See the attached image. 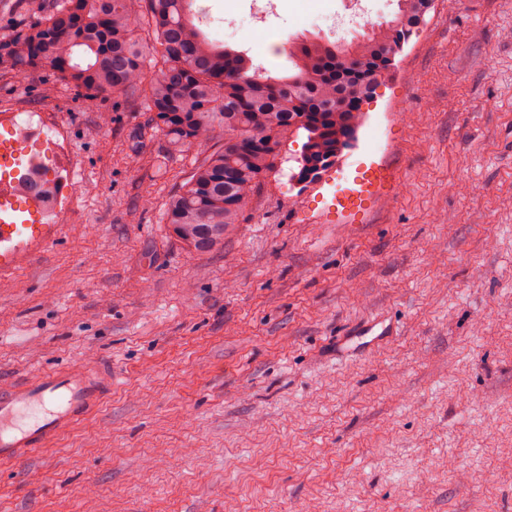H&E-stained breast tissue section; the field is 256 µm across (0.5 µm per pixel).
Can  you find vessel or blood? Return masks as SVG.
Listing matches in <instances>:
<instances>
[{
    "label": "vessel or blood",
    "mask_w": 512,
    "mask_h": 512,
    "mask_svg": "<svg viewBox=\"0 0 512 512\" xmlns=\"http://www.w3.org/2000/svg\"><path fill=\"white\" fill-rule=\"evenodd\" d=\"M55 150L51 139L22 134L9 116L0 115V275L19 270L64 231L63 225L46 223L44 201L23 190L41 156ZM391 333V327L372 320L353 337L359 347L370 349ZM111 393L112 370L103 361L0 385V465L16 464L55 446Z\"/></svg>",
    "instance_id": "vessel-or-blood-1"
}]
</instances>
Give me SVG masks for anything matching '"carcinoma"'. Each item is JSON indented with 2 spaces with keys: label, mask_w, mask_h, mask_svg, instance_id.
Returning <instances> with one entry per match:
<instances>
[{
  "label": "carcinoma",
  "mask_w": 512,
  "mask_h": 512,
  "mask_svg": "<svg viewBox=\"0 0 512 512\" xmlns=\"http://www.w3.org/2000/svg\"><path fill=\"white\" fill-rule=\"evenodd\" d=\"M55 0L45 16L0 40V73L24 80L48 67L94 102L136 98L174 148L194 145L202 163L164 208L188 248H224L282 143L303 135L290 180L332 167L357 131L362 105L426 23L434 0H398L395 18L353 44L306 40L294 69L272 77L242 51L210 41L193 21V0ZM347 59L335 65L337 55Z\"/></svg>",
  "instance_id": "1"
}]
</instances>
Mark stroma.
Masks as SVG:
<instances>
[{
	"label": "stroma",
	"instance_id": "35a3bbf8",
	"mask_svg": "<svg viewBox=\"0 0 512 512\" xmlns=\"http://www.w3.org/2000/svg\"><path fill=\"white\" fill-rule=\"evenodd\" d=\"M194 8L237 17L208 35L239 51L320 35ZM363 110L380 138L297 186L288 141L201 254L163 220L197 148L156 171L140 100L0 74V114L38 112L76 182L60 239L0 277V381L112 365L95 416L0 467V512H512V0H435ZM372 319L396 336L337 346Z\"/></svg>",
	"mask_w": 512,
	"mask_h": 512
}]
</instances>
